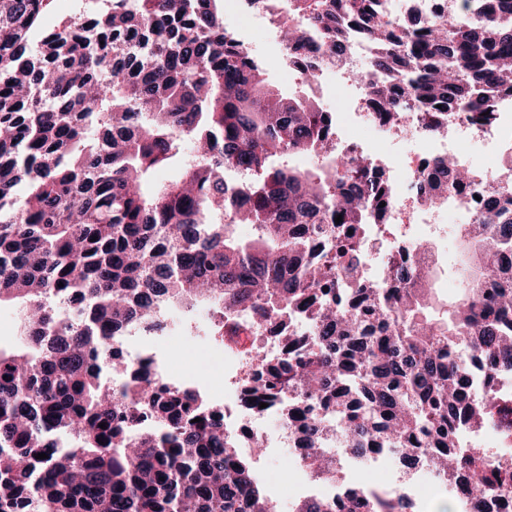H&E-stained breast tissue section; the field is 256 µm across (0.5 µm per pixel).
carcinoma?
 Returning a JSON list of instances; mask_svg holds the SVG:
<instances>
[{
  "label": "carcinoma",
  "instance_id": "1",
  "mask_svg": "<svg viewBox=\"0 0 512 512\" xmlns=\"http://www.w3.org/2000/svg\"><path fill=\"white\" fill-rule=\"evenodd\" d=\"M51 2L0 0V304L21 308L17 346L0 348V512H275L200 387L112 383L129 365L107 332L153 322L160 302L274 321L288 363L268 365L248 398L272 405L288 389L319 403V419L302 398L286 408L309 451L336 429L362 455L402 447L403 463L452 473V512L481 487L512 497V468L457 445L491 423L472 371L487 403L494 375L512 372V182L489 184V215L459 225L478 274L445 314L426 288L400 304L417 278L404 267L342 302L386 178L336 160L320 99L269 87L224 29L222 0H97L32 49ZM282 2L284 54L308 87L351 44L368 47L369 105L385 123L480 118L512 90V0H462L474 25L452 9L425 24L419 0L395 22L385 0ZM297 155L320 162L302 170ZM168 163L180 179L149 187ZM235 224L256 234L243 241ZM300 313L315 351L289 335ZM309 468L320 479L332 463L319 452ZM361 495L346 491L339 512H409L398 493Z\"/></svg>",
  "mask_w": 512,
  "mask_h": 512
}]
</instances>
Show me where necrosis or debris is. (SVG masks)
<instances>
[{
    "instance_id": "obj_1",
    "label": "necrosis or debris",
    "mask_w": 512,
    "mask_h": 512,
    "mask_svg": "<svg viewBox=\"0 0 512 512\" xmlns=\"http://www.w3.org/2000/svg\"><path fill=\"white\" fill-rule=\"evenodd\" d=\"M243 24L260 30L266 39L279 37L268 11L247 8L245 0H225V30L233 34ZM366 64L364 55L354 53L345 64L324 70L325 76L354 85L350 111L336 116L337 155L362 158L385 171L389 189L384 220L371 225L359 237L367 261L356 281L378 282L384 266L412 263L417 249L426 245L430 248V267L435 273L432 285L437 288L442 284L441 276L448 263L450 216L458 215L470 222L483 215L487 184L495 178L506 179L512 173V93L501 95L498 112L486 123L452 117L439 131L433 132L422 113L407 112L396 124L388 125L368 110L366 90L354 80L355 72L363 70ZM374 139L390 145V152H371L369 146ZM445 157L469 172L468 180L447 198L431 181L438 161ZM427 196L435 198V205L424 204ZM157 318L161 330L132 326L123 334L109 336L108 342L157 385L173 387L183 383L184 376L164 357L162 345L168 339L192 341L197 327L192 319L176 320L162 308L158 309ZM229 325L236 333L226 339L224 362L219 371L209 372L205 377V384L213 393L212 402L223 417L225 436L244 451L258 444L266 448H296L298 482L291 491L292 496L331 505L342 502L343 487L337 479L320 482L312 479L307 453L297 448L295 431L283 420L280 408L257 409L246 400L245 391L261 377L263 362L285 359L280 337L248 311L235 313ZM448 485L446 474L422 467L396 480L397 488L413 501L418 512H423L425 507V490H444Z\"/></svg>"
}]
</instances>
